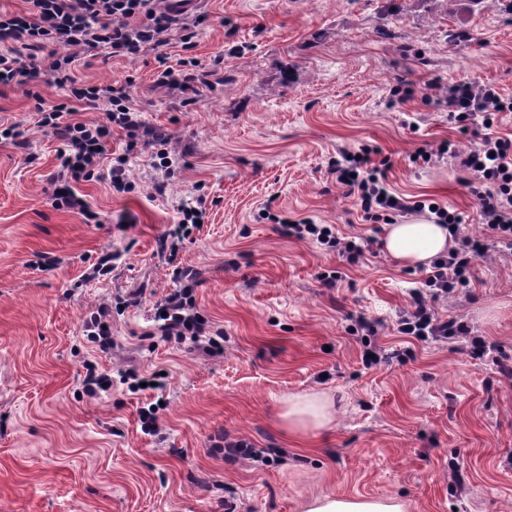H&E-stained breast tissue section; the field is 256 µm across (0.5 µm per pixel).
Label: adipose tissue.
<instances>
[{"label":"adipose tissue","mask_w":512,"mask_h":512,"mask_svg":"<svg viewBox=\"0 0 512 512\" xmlns=\"http://www.w3.org/2000/svg\"><path fill=\"white\" fill-rule=\"evenodd\" d=\"M451 245L446 225L416 220L388 225L382 240L385 252L400 264L415 267L429 266ZM333 420V401L327 394L291 395L285 400L281 426L290 433H305L329 428ZM306 512H406V505L394 497L336 495L313 500Z\"/></svg>","instance_id":"adipose-tissue-1"}]
</instances>
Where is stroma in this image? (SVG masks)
Here are the masks:
<instances>
[{"label": "stroma", "mask_w": 512, "mask_h": 512, "mask_svg": "<svg viewBox=\"0 0 512 512\" xmlns=\"http://www.w3.org/2000/svg\"><path fill=\"white\" fill-rule=\"evenodd\" d=\"M208 20L172 58L211 65L221 83L188 104L154 83L155 53L92 51L78 76L133 79L142 118L166 130L174 174L156 190L152 150L130 154L131 192L98 179L79 196L97 216L55 208L48 179L61 143L33 125L36 97L64 102L53 83L0 85V125L19 124L27 148L0 140V512H304L327 495L403 500L407 512H512V255L492 246L466 286L435 301L469 335L427 343L396 331L427 270L400 266L329 171L344 150L390 157L391 187L462 211L483 237L463 171L451 159L410 160L444 140L468 150L482 129L459 128L443 95L462 78L512 97V0H201ZM205 222L178 260L197 271L196 301L223 329L204 356L162 340L154 304L174 288L161 251L179 211ZM356 236V262L283 234L282 219ZM111 278L83 283L101 251ZM339 272L335 286L320 276ZM112 305L111 350L83 334ZM367 319L377 334L365 337ZM486 352H473L472 338ZM381 362L366 365V349ZM112 376L88 397L86 362ZM161 373L166 386L132 392L118 374ZM329 393L330 429L280 425L291 394ZM161 402L160 432L140 429ZM258 459H226L218 436Z\"/></svg>", "instance_id": "stroma-1"}]
</instances>
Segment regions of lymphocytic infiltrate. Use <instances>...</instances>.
<instances>
[{
    "label": "lymphocytic infiltrate",
    "instance_id": "obj_1",
    "mask_svg": "<svg viewBox=\"0 0 512 512\" xmlns=\"http://www.w3.org/2000/svg\"><path fill=\"white\" fill-rule=\"evenodd\" d=\"M160 0H27L25 13L0 12V84L52 81L65 89L72 100L105 112V123L73 120L65 104H46L37 99L33 123L50 132L62 143L60 164L49 185L51 200L59 209H75L87 214L88 208L73 185L107 168L110 184L116 192L132 188L127 173V155L134 152L141 139H148L155 149L159 165L171 169L166 149L169 136L165 130L147 125L136 107L130 82L102 86L78 83L72 68L81 55L101 48L112 57L136 58L145 48L157 52L160 69L156 82L200 97L217 68L203 69L197 60L170 62L166 52L174 31H183L185 39L194 33L182 11L160 7ZM512 112V98L489 82L463 79L448 88V116L460 126L480 122L485 130L481 144L465 152L451 140L437 150L422 149L411 157L412 163L430 165L450 157L458 160L466 172L465 183L476 198L478 214L488 239L512 251V138L496 134L495 127L503 113ZM126 137L125 154L113 164H105L107 143L113 129ZM388 160H375L370 150L343 152L331 162L330 171L348 194L354 195L366 218L389 220L396 213L433 214L436 223L452 231L454 248L433 261L422 290L416 291L410 308L400 315V334L426 342L435 338L463 336L464 323L439 319L432 301L448 296L454 288L468 284L473 260L483 255L485 242L463 232L465 218L455 208L434 200H414L392 193L385 181ZM286 233L300 240H312L355 261L363 253L360 244L341 239L331 225L316 224L303 218L286 225ZM177 289L160 302L157 332L162 339L176 340L188 349L211 351L224 343V332L211 329L197 312L194 289L197 274L188 267H175Z\"/></svg>",
    "mask_w": 512,
    "mask_h": 512
}]
</instances>
